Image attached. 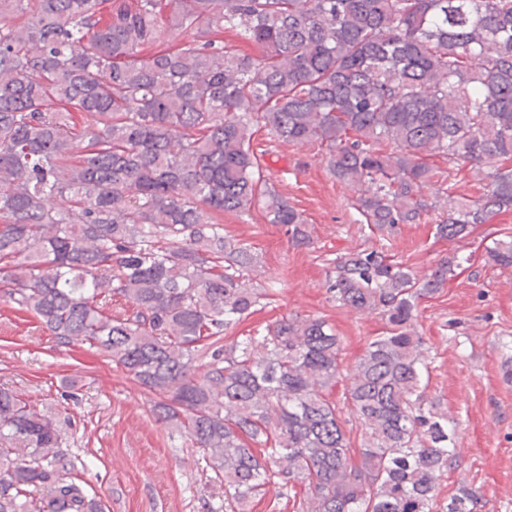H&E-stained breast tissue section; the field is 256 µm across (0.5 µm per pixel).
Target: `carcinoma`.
<instances>
[{"instance_id": "carcinoma-1", "label": "carcinoma", "mask_w": 512, "mask_h": 512, "mask_svg": "<svg viewBox=\"0 0 512 512\" xmlns=\"http://www.w3.org/2000/svg\"><path fill=\"white\" fill-rule=\"evenodd\" d=\"M256 118L326 150L378 227L420 220L430 157L487 169L482 197L444 191L436 235L463 239L512 211V0H0V299L152 396L155 421L188 435L224 486L212 512H245L270 482L304 487L296 512H433L455 430L425 398L414 320L462 261L421 279L379 251L341 259L336 301L387 321L344 375L320 318L225 343L270 299L247 287L254 257L220 222L257 196ZM266 210L310 244L278 194ZM486 254L512 267V240ZM114 297L131 310L108 314ZM340 382L357 462L325 395ZM75 470L53 421L0 386V512H103ZM478 501L461 485L446 512Z\"/></svg>"}]
</instances>
